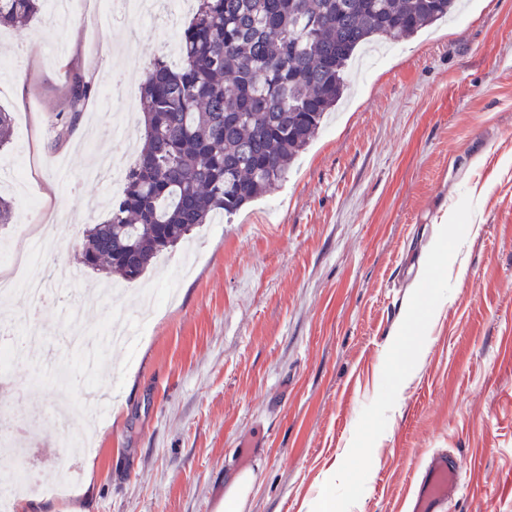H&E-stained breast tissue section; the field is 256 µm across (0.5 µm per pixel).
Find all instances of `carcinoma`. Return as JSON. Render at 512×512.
<instances>
[{
    "label": "carcinoma",
    "instance_id": "obj_1",
    "mask_svg": "<svg viewBox=\"0 0 512 512\" xmlns=\"http://www.w3.org/2000/svg\"><path fill=\"white\" fill-rule=\"evenodd\" d=\"M181 63H153L141 87L135 164L108 218L85 230L80 264L125 281L199 224L231 217L285 181L344 92L345 69L373 38L411 36L449 18L458 0H196ZM40 0H0V29H22ZM91 94L72 77L68 136ZM13 115L0 109V148Z\"/></svg>",
    "mask_w": 512,
    "mask_h": 512
}]
</instances>
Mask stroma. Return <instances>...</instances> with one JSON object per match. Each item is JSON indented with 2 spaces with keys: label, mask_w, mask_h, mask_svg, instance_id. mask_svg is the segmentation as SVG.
Here are the masks:
<instances>
[{
  "label": "stroma",
  "mask_w": 512,
  "mask_h": 512,
  "mask_svg": "<svg viewBox=\"0 0 512 512\" xmlns=\"http://www.w3.org/2000/svg\"><path fill=\"white\" fill-rule=\"evenodd\" d=\"M94 0L62 24L44 0L38 22L0 35L16 46L0 67V108L14 134L0 181L16 236L28 194L59 219L47 263L69 269L87 214L104 220L121 185L60 182L92 153L134 163L112 135L107 88L120 67L127 110L165 42L190 18L166 12L100 27ZM112 40L113 66L99 48ZM92 86L84 143L54 144L73 76ZM464 263V279L448 268ZM86 270L69 296H95L76 322L96 333L141 324L133 343L101 345L111 374L89 378L81 354L12 368L0 432L21 421L40 435L49 471L74 470L40 512H214L243 471L255 481L244 512H407L429 458L464 464L451 512H512V0H466L457 15L352 57L347 88L282 185L229 220L193 228L120 299ZM96 422L61 446L55 404ZM93 477L95 492L79 491Z\"/></svg>",
  "instance_id": "stroma-1"
}]
</instances>
